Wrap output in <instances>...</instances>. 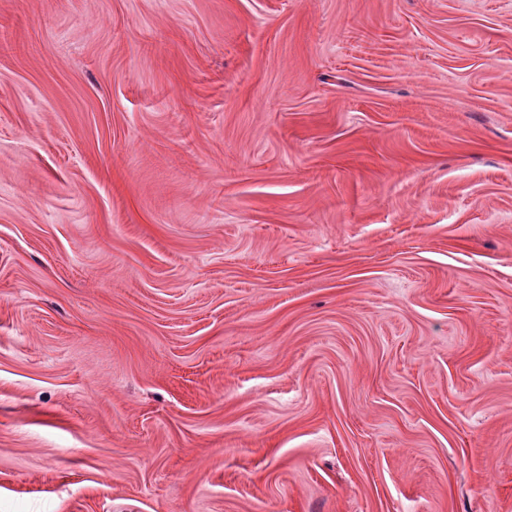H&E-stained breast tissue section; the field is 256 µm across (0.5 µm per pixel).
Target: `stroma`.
Segmentation results:
<instances>
[{
	"label": "stroma",
	"instance_id": "obj_1",
	"mask_svg": "<svg viewBox=\"0 0 512 512\" xmlns=\"http://www.w3.org/2000/svg\"><path fill=\"white\" fill-rule=\"evenodd\" d=\"M0 512H512V0H0Z\"/></svg>",
	"mask_w": 512,
	"mask_h": 512
}]
</instances>
